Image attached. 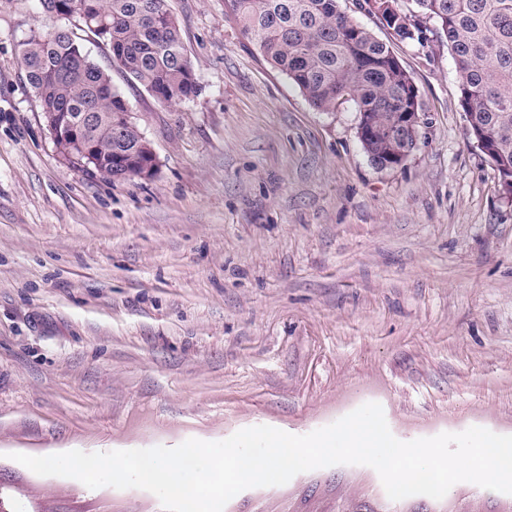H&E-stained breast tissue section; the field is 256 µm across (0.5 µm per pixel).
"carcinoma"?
<instances>
[{
  "label": "carcinoma",
  "instance_id": "carcinoma-1",
  "mask_svg": "<svg viewBox=\"0 0 512 512\" xmlns=\"http://www.w3.org/2000/svg\"><path fill=\"white\" fill-rule=\"evenodd\" d=\"M93 4L92 25L112 47V65L131 84L164 104L192 99L197 78L167 0H40L52 18L62 7ZM413 9L383 23L402 40L422 44L428 34L448 40L457 71L468 137L481 139L495 161L502 192H512V0H411ZM226 7L263 59L285 75L310 105L330 112L341 100L355 103L359 141L378 169H393L396 156L413 152L418 136L416 87L389 47L354 23L338 0H225ZM433 23L428 27L427 23ZM28 85L41 111L61 104L78 117L96 113L86 137L100 149L87 169L115 182L139 177L154 154L138 126L113 131L128 111L101 68L79 42L55 26H37L20 44ZM125 152L121 162L111 150Z\"/></svg>",
  "mask_w": 512,
  "mask_h": 512
}]
</instances>
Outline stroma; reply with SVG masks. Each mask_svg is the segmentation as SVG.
I'll return each instance as SVG.
<instances>
[{
  "mask_svg": "<svg viewBox=\"0 0 512 512\" xmlns=\"http://www.w3.org/2000/svg\"><path fill=\"white\" fill-rule=\"evenodd\" d=\"M199 84L167 105L113 70L157 156L111 182L63 164L25 79L39 0L0 7V512H164L13 459L305 435L368 402L399 440L512 435V203L466 136L445 36L385 42L421 105L373 166L351 103L314 109L224 0H167ZM224 512H512L469 482L390 500L365 465L304 472Z\"/></svg>",
  "mask_w": 512,
  "mask_h": 512,
  "instance_id": "stroma-1",
  "label": "stroma"
}]
</instances>
